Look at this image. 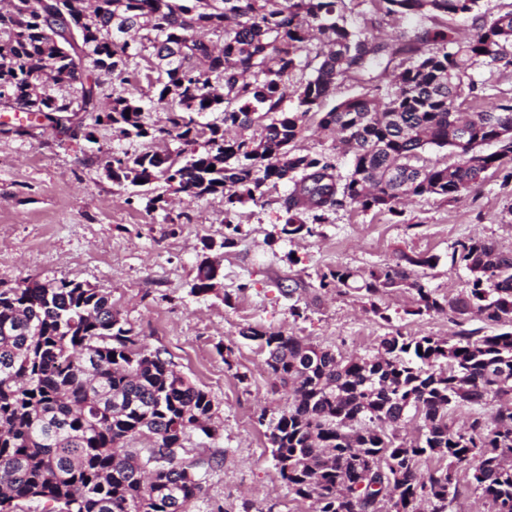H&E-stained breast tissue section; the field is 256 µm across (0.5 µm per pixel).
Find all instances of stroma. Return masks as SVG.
Here are the masks:
<instances>
[{
    "label": "stroma",
    "instance_id": "1",
    "mask_svg": "<svg viewBox=\"0 0 512 512\" xmlns=\"http://www.w3.org/2000/svg\"><path fill=\"white\" fill-rule=\"evenodd\" d=\"M348 7L354 26L384 39L434 24L385 15L364 0H349ZM95 138L91 144L79 130L0 127V289L25 278L90 284L110 296L150 349L209 392L215 434L196 432L184 443L203 480L204 499L193 512L209 502L226 512H313L281 481L266 436L268 422L287 411L292 397L274 387L264 352L242 331L271 328L359 356L390 332L453 335L446 316L412 314L408 291L382 298L392 316L386 323L355 295L317 289L318 276L336 266L366 271L404 252L427 253L439 262L419 270L420 282L441 296L459 293L469 275L451 261L456 241L489 238L512 251V183L491 169L456 199L413 197L398 216L350 206L329 213L313 235L290 237L281 232V186L268 189L264 204L247 202L228 215L223 195L194 198L159 179L150 190L163 196V207L146 212L144 200L112 182L103 165L114 151L141 152L151 142L113 126L97 127ZM228 220L241 232L227 247ZM208 250L219 258L221 276L212 292L197 296L191 288ZM301 281L310 290L298 301L303 316L296 319L288 292ZM226 346L233 350L228 358Z\"/></svg>",
    "mask_w": 512,
    "mask_h": 512
}]
</instances>
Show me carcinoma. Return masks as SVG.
<instances>
[{"label":"carcinoma","instance_id":"1","mask_svg":"<svg viewBox=\"0 0 512 512\" xmlns=\"http://www.w3.org/2000/svg\"><path fill=\"white\" fill-rule=\"evenodd\" d=\"M10 0L0 8V98L37 112L55 131L86 112L94 126L118 125L128 138L185 145L204 140L177 161L160 152L123 151L105 161L113 181L150 185L161 178L199 198L224 195L225 212L265 203L266 188L289 183L281 233L313 234L303 219L355 205L400 214L405 199H454L477 186L490 168L512 180V97L479 105L477 61L512 70V11L481 12L480 0H377L387 14L469 17L474 33L456 37L444 22L390 42L352 26L345 0ZM78 27L82 52L57 36L65 20ZM314 74L298 82L302 53L313 36ZM150 72L141 74V62ZM399 69L379 97L378 80ZM122 84L145 77L152 107L117 96L106 107L101 76ZM366 92L330 106L339 81ZM78 91L75 101L54 87ZM294 110L283 109L288 97ZM164 117L153 121L151 111ZM222 114V124L197 117ZM336 133L349 157L346 175L326 153H301L309 115ZM262 125L260 136L247 134ZM495 145L484 154L480 148ZM451 148L452 167L420 162L426 146ZM214 170H209V167ZM452 260L469 272L468 288L439 296L417 268L435 255L359 273L330 268L318 287L345 288L380 319L382 295L410 290L413 315L442 313L457 326L476 315L504 330L462 329L448 339L390 332L374 352L344 356L282 331L250 327L241 336L267 353L274 386L292 404L267 434L275 467L288 490L313 501V512H446L458 475L481 491L493 512H512V253L492 240L468 238ZM210 266L197 267L192 291L213 290ZM495 403L460 428L450 411ZM421 422L413 439L388 433L409 412ZM209 393L150 350L112 309L111 298L73 280L25 279L0 289V512L21 502L52 503L48 512H189L202 491L184 460L186 437L214 430ZM140 436L147 448H130ZM436 464L423 471L419 464Z\"/></svg>","mask_w":512,"mask_h":512}]
</instances>
